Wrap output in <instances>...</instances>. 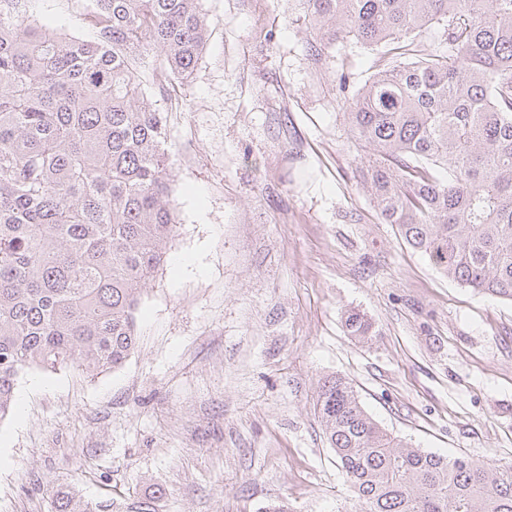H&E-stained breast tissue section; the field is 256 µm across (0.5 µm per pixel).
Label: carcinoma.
<instances>
[{
	"label": "carcinoma",
	"instance_id": "obj_1",
	"mask_svg": "<svg viewBox=\"0 0 512 512\" xmlns=\"http://www.w3.org/2000/svg\"><path fill=\"white\" fill-rule=\"evenodd\" d=\"M0 0V418L32 367L103 371L136 345L133 311L176 236L166 120L154 83L191 78L200 0H95L96 40ZM314 26L381 47L344 116L374 150L365 181L384 223L449 280L512 301V0H307ZM441 25L447 49L415 33ZM365 341L374 324L344 314ZM315 415L361 512H512V465L414 448L341 377ZM59 488L51 512H112Z\"/></svg>",
	"mask_w": 512,
	"mask_h": 512
}]
</instances>
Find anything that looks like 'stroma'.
<instances>
[{
  "label": "stroma",
  "instance_id": "1",
  "mask_svg": "<svg viewBox=\"0 0 512 512\" xmlns=\"http://www.w3.org/2000/svg\"><path fill=\"white\" fill-rule=\"evenodd\" d=\"M190 85L160 99L178 233L133 313L120 367L20 375L0 420V512H50L58 486L129 512H356L314 413L349 381L414 447L512 464V302L448 280L383 223L370 146L343 112L377 53L322 60L306 0H202ZM93 0H31L33 20L90 40ZM187 265H178V258ZM371 318L368 341L343 314ZM344 326L348 335L358 340H368L375 335L374 324L360 310H349L344 314Z\"/></svg>",
  "mask_w": 512,
  "mask_h": 512
}]
</instances>
